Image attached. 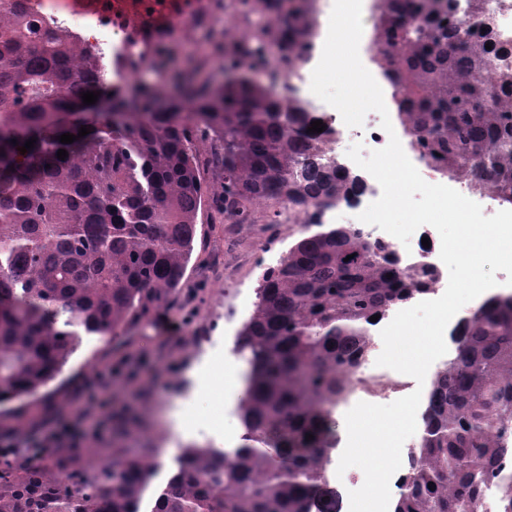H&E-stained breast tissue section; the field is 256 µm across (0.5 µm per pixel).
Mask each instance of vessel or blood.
<instances>
[{
    "label": "vessel or blood",
    "mask_w": 512,
    "mask_h": 512,
    "mask_svg": "<svg viewBox=\"0 0 512 512\" xmlns=\"http://www.w3.org/2000/svg\"><path fill=\"white\" fill-rule=\"evenodd\" d=\"M65 4L69 9L85 15H108L115 20L142 15L146 23L138 27L137 35L145 41L150 40L156 29L182 20L191 6L190 0H65Z\"/></svg>",
    "instance_id": "1"
}]
</instances>
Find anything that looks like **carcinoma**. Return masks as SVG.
<instances>
[{
  "instance_id": "obj_1",
  "label": "carcinoma",
  "mask_w": 512,
  "mask_h": 512,
  "mask_svg": "<svg viewBox=\"0 0 512 512\" xmlns=\"http://www.w3.org/2000/svg\"><path fill=\"white\" fill-rule=\"evenodd\" d=\"M30 2L0 0V406L35 397L84 338L120 335L181 287L202 207L226 224L259 217L273 232L286 204L300 238L263 274L239 332L253 370L237 448L188 446L158 484L155 448L94 468L64 448L51 468L37 456L3 461L0 512H328L331 423L373 346L370 317L417 297L437 272L403 266L351 224L319 221L363 179L331 161L327 132L307 131L308 104L256 78L267 39L288 69L304 58L308 10L238 0L237 13L258 21L242 46L234 14L224 15L232 77L210 89L198 64L173 98L166 83L105 89L101 57ZM465 2L380 0L375 63L421 159L512 205V63L492 14ZM451 11L467 26L463 40L444 24ZM87 91L112 108L88 124L71 119ZM83 124L89 134L57 140ZM32 137L33 149L17 150ZM204 167L219 186L203 182ZM8 414L16 432L27 429L28 405ZM510 424L512 294H501L462 320L393 512H482L504 452L495 434Z\"/></svg>"
}]
</instances>
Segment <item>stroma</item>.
Wrapping results in <instances>:
<instances>
[{
    "mask_svg": "<svg viewBox=\"0 0 512 512\" xmlns=\"http://www.w3.org/2000/svg\"><path fill=\"white\" fill-rule=\"evenodd\" d=\"M212 20L195 22L191 31L157 29L152 41L172 49V68L190 69L207 56V71L223 81V53L210 39ZM262 224H219L202 219L201 240L188 265L182 288L160 301L151 313L115 337L84 340L52 388L41 391L31 407L30 429L42 434L70 430L63 442L77 461L109 462L138 454L146 438L158 439L166 466H173L182 448L199 444L175 411V384L196 379L191 339L208 334L223 346L225 329L239 330L256 301L262 270L255 257L265 241ZM239 286L226 298L223 278ZM65 393L66 409H58L53 390ZM92 397L100 406L95 418L82 419L74 406Z\"/></svg>",
    "mask_w": 512,
    "mask_h": 512,
    "instance_id": "stroma-1",
    "label": "stroma"
}]
</instances>
